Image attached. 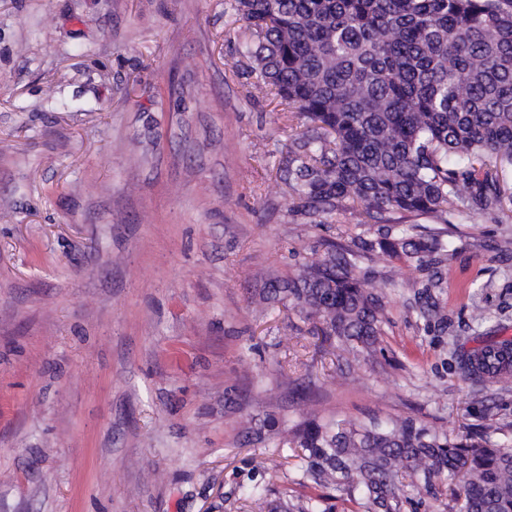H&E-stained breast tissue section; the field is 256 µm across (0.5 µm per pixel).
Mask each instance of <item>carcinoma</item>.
<instances>
[{
	"instance_id": "obj_1",
	"label": "carcinoma",
	"mask_w": 512,
	"mask_h": 512,
	"mask_svg": "<svg viewBox=\"0 0 512 512\" xmlns=\"http://www.w3.org/2000/svg\"><path fill=\"white\" fill-rule=\"evenodd\" d=\"M263 84L306 131L288 158L307 213L359 224L426 217L448 223L512 219L499 167L512 165V0H233ZM383 252L418 267L448 251L439 235L403 233ZM263 300L318 320L321 336L357 359L384 336L382 299L332 246L299 263ZM467 379L512 375V338L464 355ZM484 425L475 441L413 418L319 423L302 413L289 431L298 466L323 486L359 494L374 512H399L408 486L437 494L448 512H512V445Z\"/></svg>"
}]
</instances>
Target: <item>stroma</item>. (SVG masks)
<instances>
[{"label": "stroma", "mask_w": 512, "mask_h": 512, "mask_svg": "<svg viewBox=\"0 0 512 512\" xmlns=\"http://www.w3.org/2000/svg\"><path fill=\"white\" fill-rule=\"evenodd\" d=\"M247 38L229 0H0V512H365L295 468L302 390L321 420L512 441V377L460 369L512 337V223L449 216L453 257L411 269L385 225L309 217ZM332 242L384 305L350 365L256 304Z\"/></svg>", "instance_id": "1"}]
</instances>
